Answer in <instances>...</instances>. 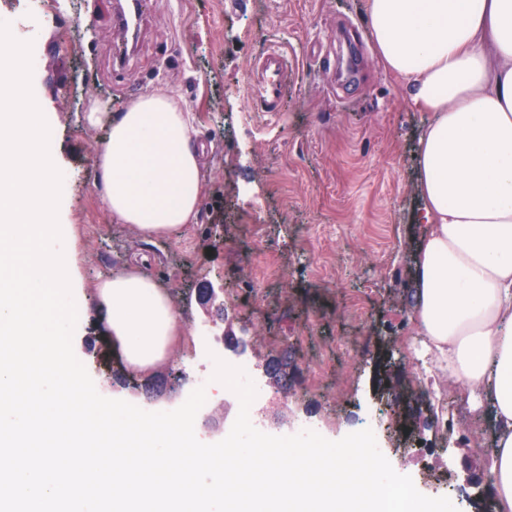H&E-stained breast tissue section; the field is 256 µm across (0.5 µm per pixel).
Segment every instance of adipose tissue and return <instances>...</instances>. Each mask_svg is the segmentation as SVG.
<instances>
[{"label": "adipose tissue", "instance_id": "adipose-tissue-1", "mask_svg": "<svg viewBox=\"0 0 512 512\" xmlns=\"http://www.w3.org/2000/svg\"><path fill=\"white\" fill-rule=\"evenodd\" d=\"M379 63L427 115L416 151V333L449 380L487 397L494 436L486 476L512 512V0H366ZM97 156L113 216L151 242L193 223L204 189L193 118L158 91L113 113ZM97 309L127 365L163 359L181 320L140 270L101 282Z\"/></svg>", "mask_w": 512, "mask_h": 512}]
</instances>
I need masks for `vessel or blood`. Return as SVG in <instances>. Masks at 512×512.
Listing matches in <instances>:
<instances>
[{
    "instance_id": "b4317fda",
    "label": "vessel or blood",
    "mask_w": 512,
    "mask_h": 512,
    "mask_svg": "<svg viewBox=\"0 0 512 512\" xmlns=\"http://www.w3.org/2000/svg\"><path fill=\"white\" fill-rule=\"evenodd\" d=\"M146 16L145 0H117L113 26L122 35L124 43H139ZM256 74L251 89V103L255 111L276 112L288 93L292 71L287 57L276 49L267 50L253 63Z\"/></svg>"
}]
</instances>
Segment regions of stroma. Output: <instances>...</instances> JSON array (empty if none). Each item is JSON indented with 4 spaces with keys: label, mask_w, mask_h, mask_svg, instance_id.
I'll list each match as a JSON object with an SVG mask.
<instances>
[{
    "label": "stroma",
    "mask_w": 512,
    "mask_h": 512,
    "mask_svg": "<svg viewBox=\"0 0 512 512\" xmlns=\"http://www.w3.org/2000/svg\"><path fill=\"white\" fill-rule=\"evenodd\" d=\"M110 12L111 0H0V21L33 44V95L63 174L58 220L75 226L81 259L85 311L73 349L97 391L147 411L176 409L210 351L247 366L274 397L264 366L284 353L286 407L265 433L294 435L307 424L336 441L370 425L420 493L458 501L464 477L484 472L492 431L464 415L448 433L428 411L426 395L454 411L468 393L441 371L426 375L412 348L422 235L415 153L426 115L379 64L365 0H152L121 68L112 64L119 36ZM274 45L294 84L272 115L252 108L250 64ZM158 89L195 117L205 190L194 224L147 243L97 189L108 127L79 116L94 102L117 111ZM135 256L181 317L180 337L146 371L128 367L95 327L98 283ZM209 283L223 286V308L202 303ZM174 368L183 372L176 384ZM238 410L231 391L207 399L199 414L219 425L196 424L197 438L222 440Z\"/></svg>",
    "instance_id": "35a3bbf8"
}]
</instances>
